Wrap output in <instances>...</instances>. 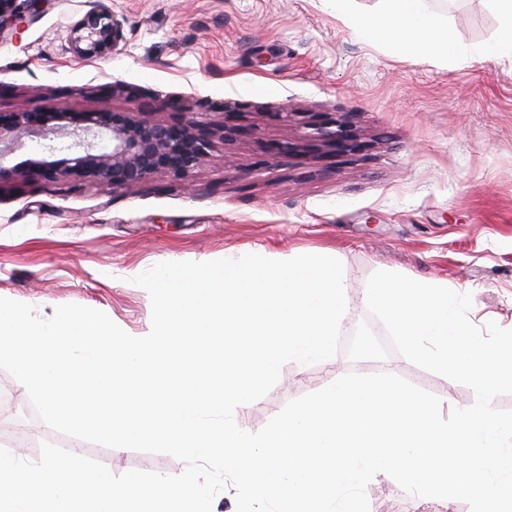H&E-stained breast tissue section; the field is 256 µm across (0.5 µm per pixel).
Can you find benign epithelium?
<instances>
[{
  "label": "benign epithelium",
  "instance_id": "1",
  "mask_svg": "<svg viewBox=\"0 0 512 512\" xmlns=\"http://www.w3.org/2000/svg\"><path fill=\"white\" fill-rule=\"evenodd\" d=\"M45 0H0V39L43 14ZM125 18L112 11L111 0H89V9L70 27L71 50L79 59L103 57L124 40ZM61 124L54 125L52 121ZM197 113L187 121L161 122L134 111L103 108L73 118L54 112H13L0 117V186L23 172L13 163L25 140L36 139L41 159L32 161L45 180L61 175L88 178L103 190L139 184L156 172L185 178L208 156L211 138L195 131ZM315 135L339 153L361 149L352 127L342 122Z\"/></svg>",
  "mask_w": 512,
  "mask_h": 512
}]
</instances>
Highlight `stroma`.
<instances>
[{
	"label": "stroma",
	"instance_id": "1",
	"mask_svg": "<svg viewBox=\"0 0 512 512\" xmlns=\"http://www.w3.org/2000/svg\"><path fill=\"white\" fill-rule=\"evenodd\" d=\"M86 0H49L41 19L0 40V113L144 107L157 121L203 115L213 147L186 178L153 174L102 190L30 170L0 188V297L40 317L68 303L107 314L134 336L151 327L133 277L160 262L276 252L338 258L343 325L369 320L361 298L378 270L471 293L470 321L512 329V59L490 56L503 21L492 0H426L460 49L404 55L368 40L330 0H112L126 20L113 54L76 58L68 30ZM351 123L364 149L335 155L315 127ZM231 138H223V129ZM284 145L276 158L268 148ZM378 368L437 395L442 415L473 404L468 387L397 352ZM346 352L287 363L278 383L238 409L260 430L287 402L363 372ZM0 420L104 464L175 475L164 454L61 435L31 412L26 388L0 370ZM384 512H437L387 474L366 489Z\"/></svg>",
	"mask_w": 512,
	"mask_h": 512
}]
</instances>
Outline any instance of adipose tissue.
Returning <instances> with one entry per match:
<instances>
[{
  "label": "adipose tissue",
  "instance_id": "obj_1",
  "mask_svg": "<svg viewBox=\"0 0 512 512\" xmlns=\"http://www.w3.org/2000/svg\"><path fill=\"white\" fill-rule=\"evenodd\" d=\"M335 2L337 11L347 15L356 29L372 39L391 37L401 51L416 52L448 42L447 29L428 13L425 0H389L388 7L368 19L352 13L349 0Z\"/></svg>",
  "mask_w": 512,
  "mask_h": 512
}]
</instances>
